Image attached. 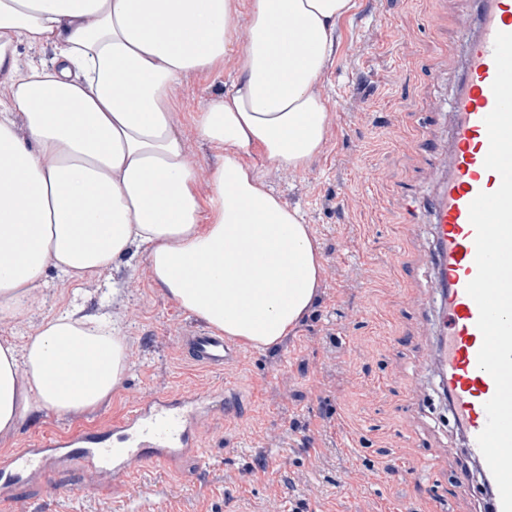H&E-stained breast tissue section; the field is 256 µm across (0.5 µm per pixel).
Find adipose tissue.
<instances>
[{"mask_svg": "<svg viewBox=\"0 0 512 512\" xmlns=\"http://www.w3.org/2000/svg\"><path fill=\"white\" fill-rule=\"evenodd\" d=\"M354 0H0V319L31 284L75 280L146 252L183 309L257 348L280 343L323 273L298 209L265 189L253 154L305 169L328 114L314 85ZM248 49L237 53L240 37ZM56 51L52 72L16 70L20 44ZM234 62L195 118L224 161L200 198L169 87ZM24 118L16 131L14 113ZM80 362L91 369L69 379ZM127 369L117 327L52 316L23 349L0 341V433L33 410L71 413L108 397Z\"/></svg>", "mask_w": 512, "mask_h": 512, "instance_id": "ef3b65f1", "label": "adipose tissue"}]
</instances>
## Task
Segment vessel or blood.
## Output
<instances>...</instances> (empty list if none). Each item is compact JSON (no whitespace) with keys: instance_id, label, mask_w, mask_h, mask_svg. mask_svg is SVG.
<instances>
[{"instance_id":"b4317fda","label":"vessel or blood","mask_w":512,"mask_h":512,"mask_svg":"<svg viewBox=\"0 0 512 512\" xmlns=\"http://www.w3.org/2000/svg\"><path fill=\"white\" fill-rule=\"evenodd\" d=\"M479 4L476 21L459 26L465 77L451 105L448 176L432 208L430 262L433 283L441 293L435 363L466 451L480 463L484 457L477 437L487 423L485 404L495 393V383L478 366L479 309L466 292L477 273L469 206L479 193L494 192L501 184L500 175L484 165L489 149L484 119L495 106L494 38L499 32L512 33V0H479ZM182 347L191 362L219 373L240 356L239 348L223 334L200 326L183 332ZM214 399L211 393H151L113 420L110 437L88 429L55 434L0 458V512H8L12 487L22 476L46 485L53 472L77 464L92 473L111 471L115 485L129 487L147 465L165 470L185 456H201L196 426Z\"/></svg>"}]
</instances>
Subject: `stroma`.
<instances>
[{
    "mask_svg": "<svg viewBox=\"0 0 512 512\" xmlns=\"http://www.w3.org/2000/svg\"><path fill=\"white\" fill-rule=\"evenodd\" d=\"M336 27L314 87L325 101L324 143L308 167H258L266 189L298 207L324 272L310 310L277 346L244 345L220 375L188 363L181 334L197 317L153 280L145 253L75 281L48 272L24 310L0 319V337L24 345L46 319L68 311L119 328L127 371L111 395L77 413L40 410L0 433V455L112 419L150 392L212 389L232 378L236 415L215 411L198 432L200 458L165 476L143 468L141 484L163 494L138 500L81 466L56 471L46 490L14 487L13 512H485L484 490L430 361L438 296L429 263L430 205L448 163V104L463 77L460 19L478 0H355ZM235 77L193 73L168 100L181 127L198 192L224 157L197 134L193 117ZM418 468L405 477L401 463ZM468 477L470 497H458Z\"/></svg>",
    "mask_w": 512,
    "mask_h": 512,
    "instance_id": "1",
    "label": "stroma"
}]
</instances>
